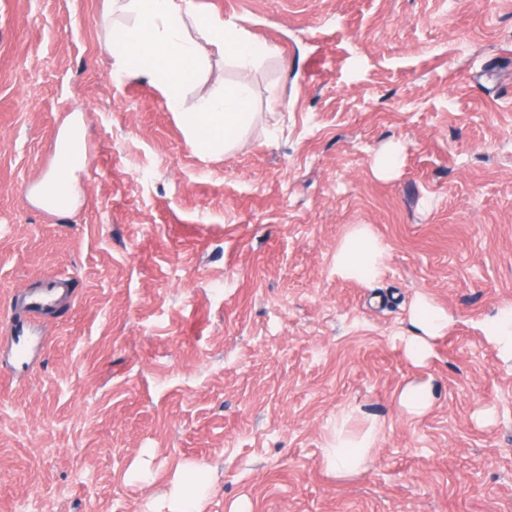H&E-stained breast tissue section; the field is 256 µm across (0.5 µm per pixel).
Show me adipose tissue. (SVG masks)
<instances>
[{"instance_id":"obj_1","label":"adipose tissue","mask_w":512,"mask_h":512,"mask_svg":"<svg viewBox=\"0 0 512 512\" xmlns=\"http://www.w3.org/2000/svg\"><path fill=\"white\" fill-rule=\"evenodd\" d=\"M122 8L133 14L134 22L116 27L104 45L117 69L132 64L139 74L151 78L201 152L221 153L235 147L255 119L249 82L243 79L202 97L190 112L182 109L181 90L204 69L211 54L230 57L246 72L271 55V47L222 18L198 14L192 0H124ZM89 162L84 126L78 117H70L59 131L56 161L33 191L35 202L45 210L68 213L77 201V175ZM383 257L384 249L370 228L358 224L337 247L333 264L343 277L371 281ZM413 324L418 333L408 337L407 350L411 357L422 359L450 320L443 309L423 300L415 309ZM376 442L373 429L356 441L337 440L327 448L325 461L336 475H350L363 467Z\"/></svg>"}]
</instances>
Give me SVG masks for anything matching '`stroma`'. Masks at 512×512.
<instances>
[{"label": "stroma", "mask_w": 512, "mask_h": 512, "mask_svg": "<svg viewBox=\"0 0 512 512\" xmlns=\"http://www.w3.org/2000/svg\"><path fill=\"white\" fill-rule=\"evenodd\" d=\"M193 4L275 49L184 86L188 112L248 78L221 154L103 52L133 15L0 0V512H170L187 464L203 512H512V362L481 328L512 307V0ZM75 113L92 163L61 217L28 193ZM355 224L386 248L372 282L333 269ZM50 276L67 295L7 334ZM422 296L453 325L418 366ZM346 410L379 440L339 477ZM433 397L432 386L422 383L406 387L401 393L400 401L410 413L420 414L431 405Z\"/></svg>", "instance_id": "1"}]
</instances>
